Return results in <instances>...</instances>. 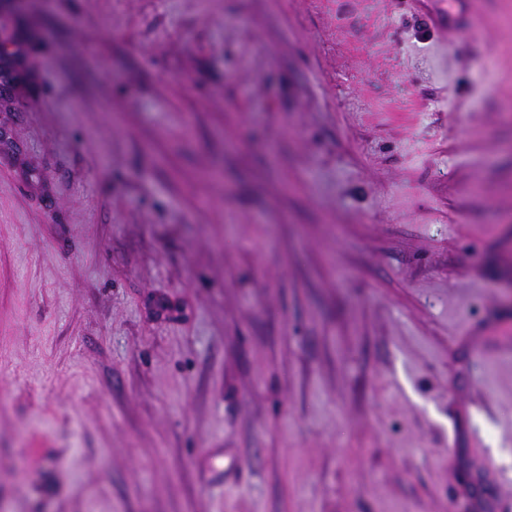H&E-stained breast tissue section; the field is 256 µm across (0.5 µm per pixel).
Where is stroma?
Here are the masks:
<instances>
[{
  "label": "stroma",
  "mask_w": 512,
  "mask_h": 512,
  "mask_svg": "<svg viewBox=\"0 0 512 512\" xmlns=\"http://www.w3.org/2000/svg\"><path fill=\"white\" fill-rule=\"evenodd\" d=\"M0 0V512H512V0ZM408 9L426 27L440 38L448 31H461L469 28V20L464 16L451 17L453 6L447 0H404Z\"/></svg>",
  "instance_id": "35a3bbf8"
}]
</instances>
